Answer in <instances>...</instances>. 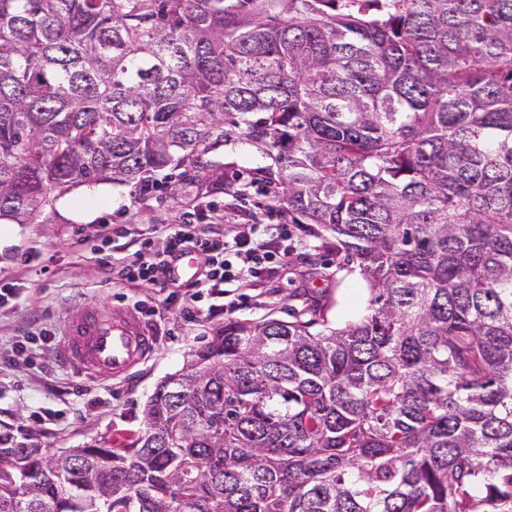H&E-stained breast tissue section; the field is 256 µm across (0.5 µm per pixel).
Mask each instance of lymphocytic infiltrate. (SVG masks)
Here are the masks:
<instances>
[{"instance_id": "f902f5d3", "label": "lymphocytic infiltrate", "mask_w": 512, "mask_h": 512, "mask_svg": "<svg viewBox=\"0 0 512 512\" xmlns=\"http://www.w3.org/2000/svg\"><path fill=\"white\" fill-rule=\"evenodd\" d=\"M293 232L288 224H266L255 221L231 225L220 240L200 238L191 223L169 227L162 246L153 239L143 238L124 265L127 278L151 284L172 285L174 264L181 257L195 252L207 256L202 278L183 295L169 294L165 303L176 313L197 316L204 299H220L235 295L243 288L255 287L269 265L287 261Z\"/></svg>"}]
</instances>
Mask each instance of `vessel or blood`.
<instances>
[{
    "label": "vessel or blood",
    "mask_w": 512,
    "mask_h": 512,
    "mask_svg": "<svg viewBox=\"0 0 512 512\" xmlns=\"http://www.w3.org/2000/svg\"><path fill=\"white\" fill-rule=\"evenodd\" d=\"M153 349V336L133 312L89 310L67 322L60 351L76 371L118 377Z\"/></svg>",
    "instance_id": "b4317fda"
}]
</instances>
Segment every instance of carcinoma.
<instances>
[{"label": "carcinoma", "instance_id": "1", "mask_svg": "<svg viewBox=\"0 0 512 512\" xmlns=\"http://www.w3.org/2000/svg\"><path fill=\"white\" fill-rule=\"evenodd\" d=\"M227 124L368 313L224 322L120 448L0 429V512H512V0H0V218Z\"/></svg>", "mask_w": 512, "mask_h": 512}]
</instances>
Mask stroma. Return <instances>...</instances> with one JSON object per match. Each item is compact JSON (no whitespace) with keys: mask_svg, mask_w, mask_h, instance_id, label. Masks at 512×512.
<instances>
[{"mask_svg":"<svg viewBox=\"0 0 512 512\" xmlns=\"http://www.w3.org/2000/svg\"><path fill=\"white\" fill-rule=\"evenodd\" d=\"M203 171L191 170L177 188L142 189L97 183L57 195L28 224L0 220V288L14 299L0 302V423L29 429L51 448H80L144 424L155 387L181 370L193 350L208 344L225 319H311L322 307L330 325L362 316L369 290L356 264L337 256L332 239L301 231L287 265L247 290L237 309L184 319L166 310L164 290L120 279L107 267V244L151 236L156 225L180 223L195 213L209 223L223 213L220 188L237 181L247 208L278 211L275 195L249 186L254 169L272 167L259 146L232 136L205 154ZM145 301V321L155 334L152 355L120 379L78 374L58 359L68 318L85 307L110 311Z\"/></svg>","mask_w":512,"mask_h":512,"instance_id":"1","label":"stroma"}]
</instances>
